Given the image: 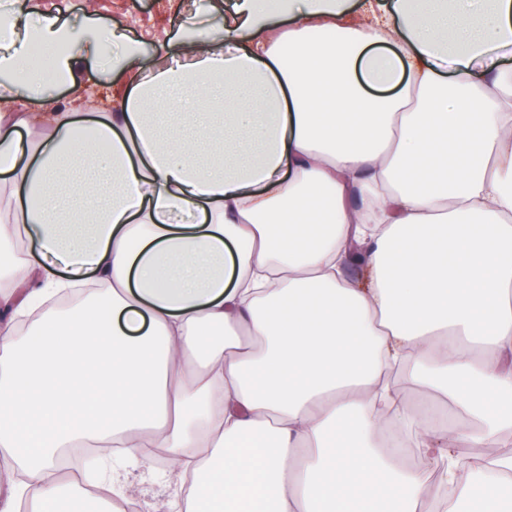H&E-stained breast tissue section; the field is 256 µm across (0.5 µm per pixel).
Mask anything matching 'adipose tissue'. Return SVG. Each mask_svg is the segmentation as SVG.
<instances>
[{
	"label": "adipose tissue",
	"mask_w": 512,
	"mask_h": 512,
	"mask_svg": "<svg viewBox=\"0 0 512 512\" xmlns=\"http://www.w3.org/2000/svg\"><path fill=\"white\" fill-rule=\"evenodd\" d=\"M35 39L66 84L116 46L111 110L42 96ZM169 46L0 13V512L88 441L166 450L172 512H507L512 0H234Z\"/></svg>",
	"instance_id": "1"
}]
</instances>
